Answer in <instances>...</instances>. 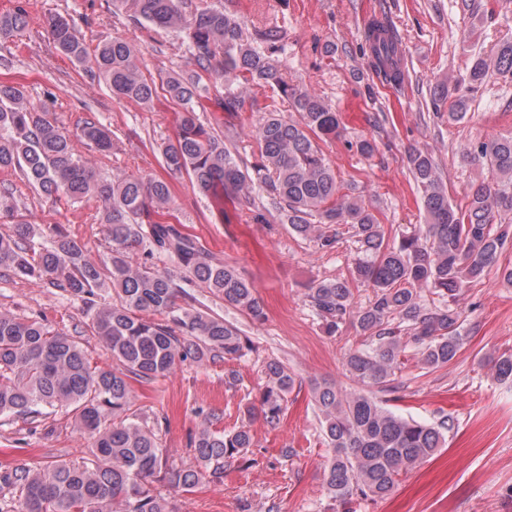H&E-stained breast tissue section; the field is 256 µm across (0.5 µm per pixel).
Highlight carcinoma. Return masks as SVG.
<instances>
[{"label": "carcinoma", "instance_id": "carcinoma-1", "mask_svg": "<svg viewBox=\"0 0 512 512\" xmlns=\"http://www.w3.org/2000/svg\"><path fill=\"white\" fill-rule=\"evenodd\" d=\"M113 6L136 27L148 23L176 33L184 64L158 84L144 74L134 45L103 39L91 55L75 25L60 14L44 21L49 40L72 62L91 63L113 98L150 107L161 89L183 107L173 138L162 146V162L216 201L218 223H224L227 194L257 218L269 201L283 223L325 251L337 243V226H348L359 245L354 273L373 289V299L355 307L346 279L317 281L307 298L327 334L348 323L365 337L364 347L346 357L349 377L398 392L396 369L409 346L429 371L452 363L464 345L462 296L493 269L512 284V265L502 262L512 247V131L469 144L466 157L487 166L491 178L472 188L462 207L449 201L433 153L408 148L425 224L389 245L361 191L351 186L344 192L336 181L319 142L340 136L338 112L286 75L288 43L281 27L246 33L235 0L203 7L192 0H113ZM27 26L23 3L0 12L1 40ZM363 49L377 77L394 86L403 82L401 37L387 15L367 27ZM492 78L512 82V40L502 42L492 58H473L464 83H438L431 93L435 111L448 102V120L463 119ZM249 85L272 90L297 115L286 117L274 103L262 107L253 162L231 151L218 134L235 127ZM76 136L100 154L115 146L110 128L86 121L74 135L57 115L37 111L22 83L0 81V171L54 205L95 201L112 243L108 260L94 262L62 225L29 221L14 188L0 189V223L13 225L0 233V270L85 300L94 308L92 334L115 362L111 368L93 366L78 342L45 319L0 310V416L18 418L35 433L48 430L46 420L63 409L74 430L91 440L89 457L80 462L1 472L0 486H18L21 495L13 505L0 503V512H173L153 483L191 493L222 478L224 463L253 447L251 431L244 422L226 431L207 416L190 438L196 465L174 468L154 429L132 410L130 381L150 383L187 362L238 359L252 350L250 338L233 323L198 309L188 288H205L256 322L266 313L242 271L213 260L197 236L178 227L170 182L125 174L104 178L75 150ZM140 252L166 254L177 270L133 261ZM104 292L113 299L100 303ZM425 292L433 299H423ZM491 363L497 379L512 380V354ZM265 378L244 416L260 415L274 428L294 376L282 362L271 361ZM312 392L322 436L332 449L326 487L344 507L356 498L390 497L400 477L440 452L455 427L451 417L436 423L402 417L372 396L334 383H317Z\"/></svg>", "mask_w": 512, "mask_h": 512}]
</instances>
